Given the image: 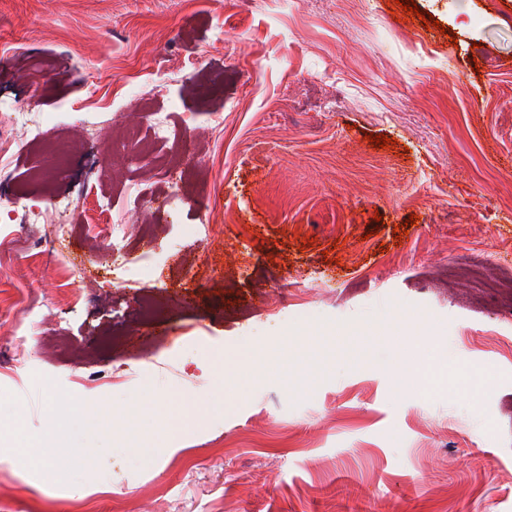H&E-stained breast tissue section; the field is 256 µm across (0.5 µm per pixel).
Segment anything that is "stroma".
Segmentation results:
<instances>
[{
    "instance_id": "35a3bbf8",
    "label": "stroma",
    "mask_w": 512,
    "mask_h": 512,
    "mask_svg": "<svg viewBox=\"0 0 512 512\" xmlns=\"http://www.w3.org/2000/svg\"><path fill=\"white\" fill-rule=\"evenodd\" d=\"M415 3L436 28L395 0H0V190L74 204L55 249V211L0 222V512H512V305L459 276L492 251L512 279V0ZM17 99L50 117L21 151ZM116 110L186 123L178 209ZM106 224L154 242L155 280L105 264ZM189 330L262 376L184 427L213 389L202 350L168 357ZM137 396L147 447L115 420L43 469L64 412Z\"/></svg>"
}]
</instances>
